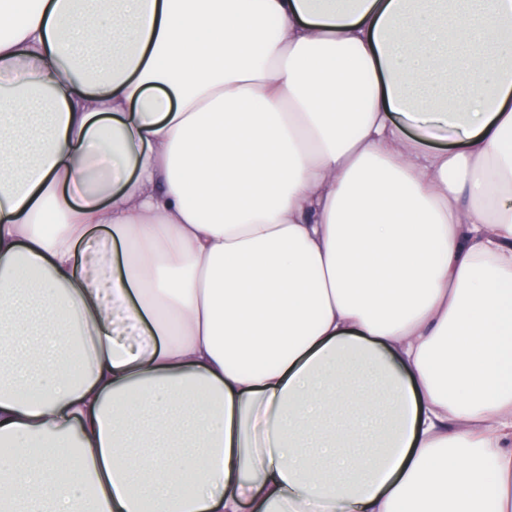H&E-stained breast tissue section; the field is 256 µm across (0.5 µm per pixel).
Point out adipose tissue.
<instances>
[{
    "instance_id": "adipose-tissue-1",
    "label": "adipose tissue",
    "mask_w": 512,
    "mask_h": 512,
    "mask_svg": "<svg viewBox=\"0 0 512 512\" xmlns=\"http://www.w3.org/2000/svg\"><path fill=\"white\" fill-rule=\"evenodd\" d=\"M0 512H512V0H0Z\"/></svg>"
}]
</instances>
